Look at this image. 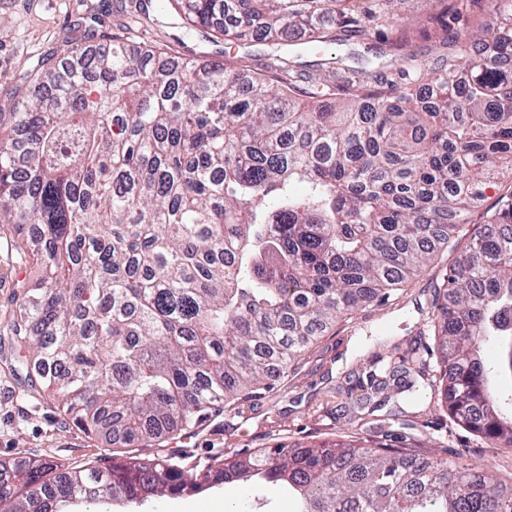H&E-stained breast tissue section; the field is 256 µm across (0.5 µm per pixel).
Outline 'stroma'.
Instances as JSON below:
<instances>
[{"mask_svg":"<svg viewBox=\"0 0 512 512\" xmlns=\"http://www.w3.org/2000/svg\"><path fill=\"white\" fill-rule=\"evenodd\" d=\"M131 46L152 45L170 57H193L200 63H228L250 75L279 66L299 86L326 84L322 62L348 51L366 53V43L331 45L320 55L305 49L300 32L289 34V46L260 41L220 39L206 32L185 35L179 18L154 13L142 0H0V113L11 112L37 93L25 84L24 73L58 60L71 44L103 51L110 36ZM15 225L0 224V328L10 321L16 281L36 280L33 259L15 247ZM457 251L441 250L425 269L395 292L388 303L339 322L319 338L315 348L288 377L275 382L241 406L212 417L194 434L165 439L140 449L146 459H159L184 469L203 470L224 456L246 448L309 445L313 441H353L367 436L377 424L369 416L348 425L344 416L346 383L343 373L389 350L404 352L418 344L434 346L428 331L435 289L450 266L462 260ZM18 354L9 340L0 341V460L33 458L70 470L102 464L111 458L112 443L86 433L46 394L24 391L15 371ZM394 430L413 435L421 454H431L428 435L446 436L459 461L474 464L505 482L512 481V448L495 447L470 429L458 425L436 392L417 402L393 397ZM250 503L254 512H296L294 500L270 489L253 494L237 483L179 494H150L143 502L109 497L76 501L70 512H227L233 501Z\"/></svg>","mask_w":512,"mask_h":512,"instance_id":"stroma-1","label":"stroma"}]
</instances>
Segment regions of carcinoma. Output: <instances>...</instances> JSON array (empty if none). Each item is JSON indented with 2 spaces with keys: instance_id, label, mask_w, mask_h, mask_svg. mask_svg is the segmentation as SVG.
<instances>
[{
  "instance_id": "carcinoma-1",
  "label": "carcinoma",
  "mask_w": 512,
  "mask_h": 512,
  "mask_svg": "<svg viewBox=\"0 0 512 512\" xmlns=\"http://www.w3.org/2000/svg\"><path fill=\"white\" fill-rule=\"evenodd\" d=\"M151 2L217 38L301 29L312 52L391 27L405 54L393 76L326 61L346 100L327 109L283 78L272 89L194 58L170 67L117 38L91 76L78 44L25 74L49 90L0 122V224L38 226L27 242L41 277L16 283L8 328L29 349L24 385L86 432L115 422L149 448L271 388L337 318L385 305L460 246L431 320L440 396L459 424L511 448L512 393L490 382L512 379V0H487L496 23L464 35L447 0H432L428 22L444 34L432 71L408 50L415 21L390 12L394 0ZM461 224L478 228L463 239ZM427 356L415 347L348 373L349 419L417 398ZM400 440L258 448L202 473L130 455L47 481L48 462L0 461V512L223 481L283 487L298 512H512V484Z\"/></svg>"
}]
</instances>
